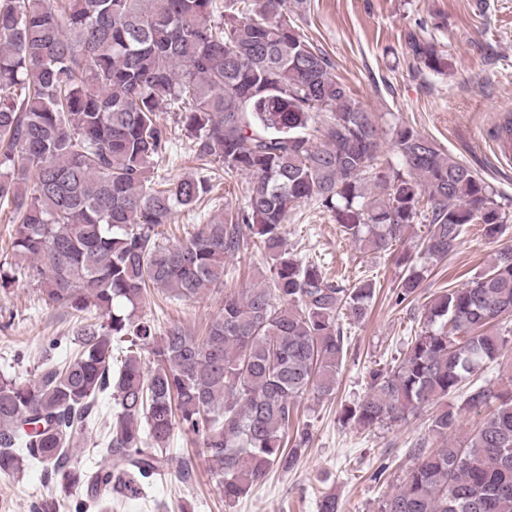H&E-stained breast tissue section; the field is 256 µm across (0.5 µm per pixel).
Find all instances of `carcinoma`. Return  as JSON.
<instances>
[{
  "mask_svg": "<svg viewBox=\"0 0 512 512\" xmlns=\"http://www.w3.org/2000/svg\"><path fill=\"white\" fill-rule=\"evenodd\" d=\"M305 0H0V210L13 216L0 288L36 286L76 317L74 351L30 383L0 375V475L42 467L74 512H112L172 471L179 430L203 448L217 489L234 501L270 472L295 468L309 441L298 403L336 394L348 350L341 316L360 321L376 283L350 288L286 247L283 226L312 201L347 239L407 267L396 303L428 269L395 246L427 224L420 252L455 253L470 226L498 239L512 223L489 184L410 124L363 108L326 55L303 36ZM417 62L438 72L434 46L412 35ZM187 106L194 157L247 175L243 206L175 245L159 227L211 194L206 175H158L171 144L157 118ZM400 158H383L382 146ZM271 263L265 284L224 293L202 335L158 334L141 313L151 290L190 302L220 291L248 241ZM512 247L462 288L431 295L426 323L368 392L344 404L360 430L434 408L448 447L413 455L381 512H512V389L471 377L509 344ZM152 356L146 364L142 351ZM111 396L119 410L100 419ZM458 398L448 403V396ZM480 420L455 440L462 415ZM100 426L101 461L74 462L82 431Z\"/></svg>",
  "mask_w": 512,
  "mask_h": 512,
  "instance_id": "1",
  "label": "carcinoma"
}]
</instances>
